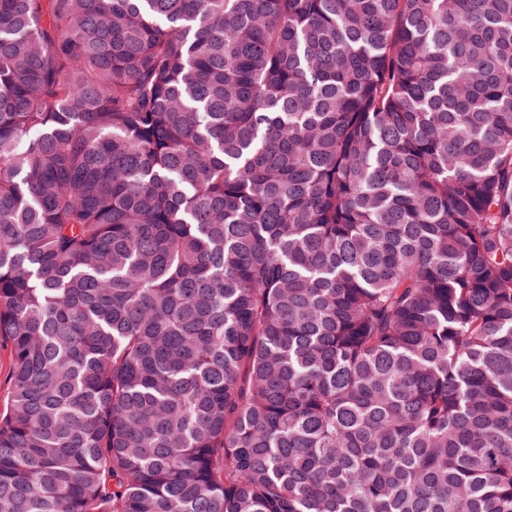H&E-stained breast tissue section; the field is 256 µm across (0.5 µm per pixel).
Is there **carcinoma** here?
I'll return each mask as SVG.
<instances>
[{
	"label": "carcinoma",
	"mask_w": 512,
	"mask_h": 512,
	"mask_svg": "<svg viewBox=\"0 0 512 512\" xmlns=\"http://www.w3.org/2000/svg\"><path fill=\"white\" fill-rule=\"evenodd\" d=\"M0 512H512V0H0Z\"/></svg>",
	"instance_id": "carcinoma-1"
}]
</instances>
